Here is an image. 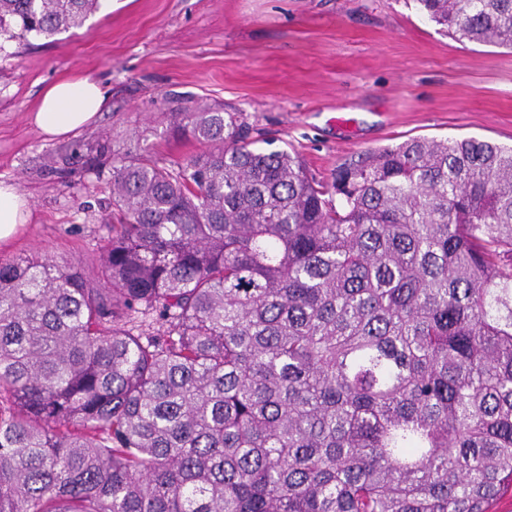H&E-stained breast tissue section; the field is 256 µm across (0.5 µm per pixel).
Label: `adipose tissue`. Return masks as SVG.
<instances>
[{
    "instance_id": "1",
    "label": "adipose tissue",
    "mask_w": 512,
    "mask_h": 512,
    "mask_svg": "<svg viewBox=\"0 0 512 512\" xmlns=\"http://www.w3.org/2000/svg\"><path fill=\"white\" fill-rule=\"evenodd\" d=\"M106 91L95 81L61 80L48 86L31 120L46 139L67 137L95 120L104 107ZM26 198L14 186L0 184V244L27 223Z\"/></svg>"
}]
</instances>
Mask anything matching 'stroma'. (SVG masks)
Segmentation results:
<instances>
[{
	"instance_id": "35a3bbf8",
	"label": "stroma",
	"mask_w": 512,
	"mask_h": 512,
	"mask_svg": "<svg viewBox=\"0 0 512 512\" xmlns=\"http://www.w3.org/2000/svg\"><path fill=\"white\" fill-rule=\"evenodd\" d=\"M91 79L96 120L45 140L43 91ZM238 113L331 179L357 152L413 137L512 145V51L442 33L413 0H103L81 27L0 45V182L30 208L0 259L45 253L88 277L112 222V167H175L204 149L174 115ZM351 113V127L336 113Z\"/></svg>"
}]
</instances>
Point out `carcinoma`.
<instances>
[{"label":"carcinoma","mask_w":512,"mask_h":512,"mask_svg":"<svg viewBox=\"0 0 512 512\" xmlns=\"http://www.w3.org/2000/svg\"><path fill=\"white\" fill-rule=\"evenodd\" d=\"M512 49V0H416ZM101 0H0L49 39ZM112 168L100 270L0 261V512H489L512 489V148L311 178L235 114Z\"/></svg>","instance_id":"carcinoma-1"}]
</instances>
